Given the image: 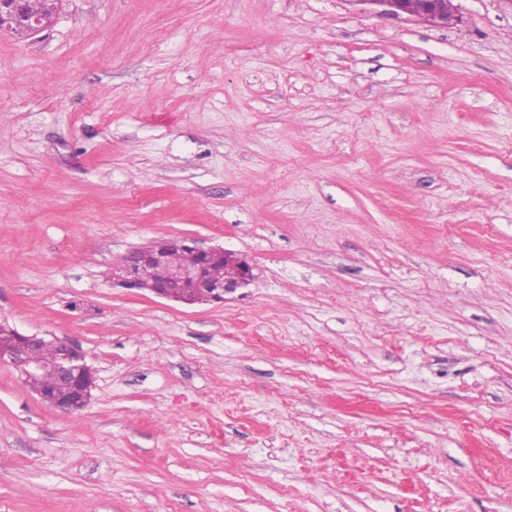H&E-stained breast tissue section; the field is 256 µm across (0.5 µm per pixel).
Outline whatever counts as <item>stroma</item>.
I'll return each instance as SVG.
<instances>
[{"label": "stroma", "mask_w": 512, "mask_h": 512, "mask_svg": "<svg viewBox=\"0 0 512 512\" xmlns=\"http://www.w3.org/2000/svg\"><path fill=\"white\" fill-rule=\"evenodd\" d=\"M59 0L0 29V512H512V0ZM176 236L224 303L113 285ZM381 15H406L432 26L456 25L462 22L457 1L449 0H356ZM7 335L14 336L22 341L29 352L39 351L45 344L54 343L56 346V358L49 371L58 379L62 390L53 396H40V399L51 408L64 414H71L85 407L91 397L95 376L92 368L87 364L85 355L78 347L59 339L47 341L37 335H24L17 330H8ZM21 343L13 345L12 349L18 357L26 354V347ZM13 351L8 346L0 345V363L14 366L23 376L24 380L39 376L46 371L42 363H50L54 358L52 347H45L35 355V359L27 354L23 359L15 358ZM39 361V362H38Z\"/></svg>", "instance_id": "35a3bbf8"}]
</instances>
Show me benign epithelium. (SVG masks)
<instances>
[{"instance_id": "benign-epithelium-1", "label": "benign epithelium", "mask_w": 512, "mask_h": 512, "mask_svg": "<svg viewBox=\"0 0 512 512\" xmlns=\"http://www.w3.org/2000/svg\"><path fill=\"white\" fill-rule=\"evenodd\" d=\"M369 6V10L381 15H406L432 26L456 25L462 22L458 4L454 0H357ZM47 25L39 0H0V28L19 26L27 35L42 30ZM171 246L184 256V262L171 269L169 285L152 288L150 292L162 298L187 304L195 302L193 293L199 292L212 302L224 301V295L235 292L253 281V266L234 253L221 248H202L195 240L181 237L171 240ZM235 259L239 275L224 281H206L200 276V263L219 254ZM165 263L167 256L153 247H142L133 251V257H124L112 267V283L125 288H141L137 263ZM7 335L22 341L29 354L23 359L15 358L8 346L0 345V363L14 366L23 376L31 378L50 371L62 385V390L52 396L41 397L51 408L64 414H71L85 407L91 397L95 376L87 364L85 355L78 347L55 340L56 358L50 367H45L31 358V353L40 350L47 340L37 335H24L17 330L7 331Z\"/></svg>"}]
</instances>
